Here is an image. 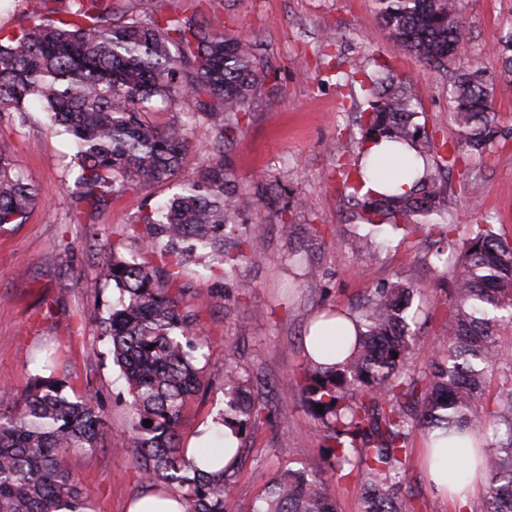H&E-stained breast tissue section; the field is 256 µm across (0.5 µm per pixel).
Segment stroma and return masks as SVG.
<instances>
[{
    "label": "stroma",
    "instance_id": "1",
    "mask_svg": "<svg viewBox=\"0 0 512 512\" xmlns=\"http://www.w3.org/2000/svg\"><path fill=\"white\" fill-rule=\"evenodd\" d=\"M468 37L461 65L478 59L495 82V107L502 125L512 126V81L503 78L500 60L490 46L499 28L512 19V0H464ZM204 9L227 34H246L260 44V57L271 77L257 90L249 114L224 151V166L238 189L261 202V221L251 227V248L260 260L241 262L217 286L198 277L189 265L187 279L209 297L204 331L207 344L196 362L205 385L186 404L180 430L182 442L208 426L224 407V365L238 364L249 375L276 381L275 405L286 411L251 430L246 457L236 478L229 512H251L268 481L286 466H323L317 423L308 413L289 377L305 361L303 343L308 323L320 313L345 309L370 288L407 278L418 284L430 302V320L416 343V365L427 368L444 340L442 325L451 308V280L435 274L428 244L416 236L395 235L389 243L373 241L368 251L351 246L345 222V189L326 180L337 154L352 151L356 112L349 108L356 88L327 83L333 68L348 69L353 58L369 53L394 67L422 97L428 129H441L455 139L448 116V74L404 53L383 30L374 0H205ZM334 43H326V33ZM0 144L11 151L14 167L40 190V202L26 222L0 231V413L12 411L30 378L41 371L32 360L36 347L72 346L73 359L53 376L68 398L96 393L112 431L126 428L127 387L99 339L98 317L113 288L97 279L99 262L110 253L112 240L123 237L126 250L139 247L124 231L139 211L172 196L159 185L90 211L77 206L65 186L75 164L70 140L52 131L42 112L27 122L0 117ZM512 139L473 157L470 170L480 189L454 187L449 210L459 234L469 224L490 217L512 238ZM305 197L306 209L293 208ZM298 224L294 236L280 230L281 219ZM328 225L325 239H312L304 226ZM69 250L73 261L59 269L56 256ZM300 256L318 270L308 280L292 261ZM54 309H47V302ZM416 461L411 479L418 512H456L447 497L432 489L423 467L424 443H412ZM92 512H127V504L143 487L131 454L104 448L74 457Z\"/></svg>",
    "mask_w": 512,
    "mask_h": 512
}]
</instances>
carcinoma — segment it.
Returning a JSON list of instances; mask_svg holds the SVG:
<instances>
[{
    "mask_svg": "<svg viewBox=\"0 0 512 512\" xmlns=\"http://www.w3.org/2000/svg\"><path fill=\"white\" fill-rule=\"evenodd\" d=\"M65 2L50 17L37 0L30 24L0 37V112L23 121L37 106L50 127L69 135L78 166L75 193L86 208L133 190L178 186L167 202L131 220L140 248L124 254L117 240L98 266V280L118 290L100 317V341L131 397L128 429L115 446L135 456L142 484L162 486L184 512H227L246 449L238 448L236 463L227 466L224 449H203L220 466L206 471L180 445L184 407L201 388L194 352L207 307L184 269L203 258L210 277L227 278L245 257L250 235L241 216L259 210V201L238 191L224 169V130L240 127L268 70L255 39L213 28L190 0L148 17L119 15L104 0ZM375 3L393 41L424 64L455 68L465 54L462 0ZM492 52L512 76V21ZM334 77L339 89L360 85L352 100L359 136H350L357 153L353 163L338 159L333 168L353 189L345 219L350 244L363 250L395 233L425 234L436 245L433 270H453V309L443 326L448 345L426 370L413 358L415 330L423 325L422 306L412 307L419 288L402 280L376 286L347 312L360 336L342 361L307 356L294 382L317 421L323 462L332 475L360 482V512H411L409 443L476 432L486 438L484 512H512V369L501 375L497 392L489 389L501 362L497 329L512 322V240L487 218L459 238L448 220L450 173L462 153L480 155L512 137L499 121L493 83L477 62L456 68L448 112L457 137L449 143L418 122L422 100L393 68L369 60ZM154 98L169 107L188 105L198 124L213 121L211 158L192 180L180 178L188 132L150 121ZM382 141L412 150L424 166L404 158L408 190L361 196L365 179L382 177L383 158L369 157L368 149ZM38 202V189L13 173L11 153L0 145V229L24 223ZM269 393L267 382L226 364L222 424L245 437L273 412ZM105 432L96 395L71 400L55 379H31L20 407L0 416V512H90L70 460L98 450ZM252 512L337 507L322 477L288 467L270 479Z\"/></svg>",
    "mask_w": 512,
    "mask_h": 512,
    "instance_id": "cac0c4a2",
    "label": "carcinoma"
}]
</instances>
